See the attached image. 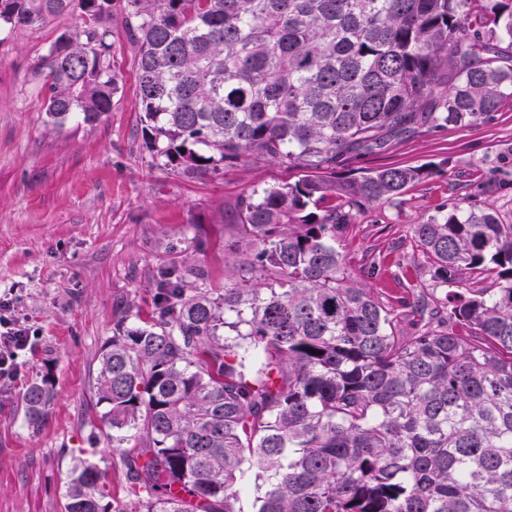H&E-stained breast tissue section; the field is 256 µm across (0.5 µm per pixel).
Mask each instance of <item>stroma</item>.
<instances>
[{
    "label": "stroma",
    "mask_w": 512,
    "mask_h": 512,
    "mask_svg": "<svg viewBox=\"0 0 512 512\" xmlns=\"http://www.w3.org/2000/svg\"><path fill=\"white\" fill-rule=\"evenodd\" d=\"M81 22L75 6L43 24L0 27V296L32 338L17 381L0 388V512H64L69 472L86 457L105 472L113 505L135 512L121 454L95 427L100 351L122 314L151 315L160 269L193 264L223 287L242 234L238 198L301 175L269 162L202 176L161 166L145 139L134 49L124 38L112 50L119 89L110 114L49 124L35 66ZM423 164L431 177L354 213L341 239L358 284L400 311L409 285L429 279L412 225L459 203L512 224V102L487 122L415 136L343 171ZM46 374L53 398L32 429L22 397Z\"/></svg>",
    "instance_id": "1"
}]
</instances>
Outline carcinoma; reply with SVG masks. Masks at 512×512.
Listing matches in <instances>:
<instances>
[{
    "label": "carcinoma",
    "mask_w": 512,
    "mask_h": 512,
    "mask_svg": "<svg viewBox=\"0 0 512 512\" xmlns=\"http://www.w3.org/2000/svg\"><path fill=\"white\" fill-rule=\"evenodd\" d=\"M72 0H0L12 27ZM38 70L49 122L112 111V0H79ZM145 136L164 166L241 160L302 171L238 201L224 289L159 274L155 312L115 323L95 377L98 430L122 450L138 512H512V224L461 207L411 227L429 268L411 329L351 277L355 210L426 166L340 175L408 136L490 119L512 99V0H125ZM492 279L469 288L463 277ZM53 386L32 382L29 427ZM140 447L124 445L134 439ZM65 512H112L80 459Z\"/></svg>",
    "instance_id": "cac0c4a2"
}]
</instances>
